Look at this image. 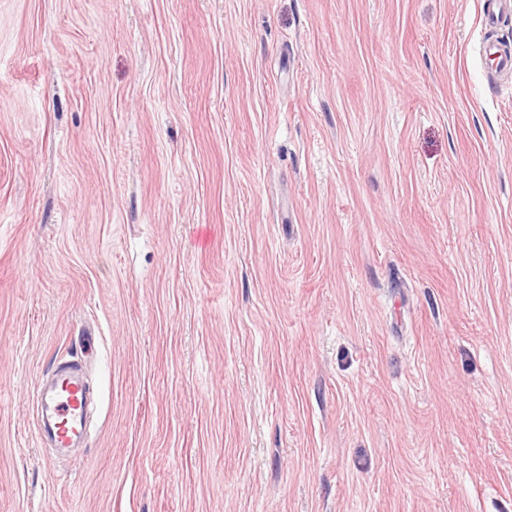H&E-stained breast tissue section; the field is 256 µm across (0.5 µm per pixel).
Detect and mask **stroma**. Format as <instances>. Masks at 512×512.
I'll return each instance as SVG.
<instances>
[{"label":"stroma","mask_w":512,"mask_h":512,"mask_svg":"<svg viewBox=\"0 0 512 512\" xmlns=\"http://www.w3.org/2000/svg\"><path fill=\"white\" fill-rule=\"evenodd\" d=\"M483 2L0 0V512H512ZM38 402L53 417L52 434L59 448H70L80 440L85 431V412L88 393L79 376L77 365L68 363L58 366L49 386H42Z\"/></svg>","instance_id":"35a3bbf8"}]
</instances>
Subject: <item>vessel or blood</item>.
Returning a JSON list of instances; mask_svg holds the SVG:
<instances>
[{"instance_id": "vessel-or-blood-1", "label": "vessel or blood", "mask_w": 512, "mask_h": 512, "mask_svg": "<svg viewBox=\"0 0 512 512\" xmlns=\"http://www.w3.org/2000/svg\"><path fill=\"white\" fill-rule=\"evenodd\" d=\"M485 53L496 73H512L511 49L491 44L486 46ZM38 402L42 409L52 413V434L58 447H72L83 437L88 395L76 364L58 366L50 385L41 387Z\"/></svg>"}]
</instances>
